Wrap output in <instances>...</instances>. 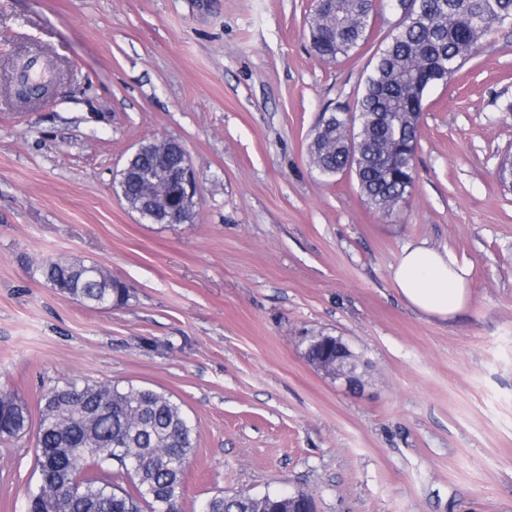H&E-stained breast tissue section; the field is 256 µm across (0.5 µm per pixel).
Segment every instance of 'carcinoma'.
<instances>
[{"mask_svg":"<svg viewBox=\"0 0 512 512\" xmlns=\"http://www.w3.org/2000/svg\"><path fill=\"white\" fill-rule=\"evenodd\" d=\"M372 0H324L308 17L311 50L324 61L349 58L370 32ZM512 20V0H414L411 14L371 59L353 116L337 107L311 136L308 157L327 177L349 168L361 195L381 215L406 202L414 183L418 118L428 92L445 85L483 39ZM394 158L385 169L383 158ZM162 179L130 182L127 194ZM36 273L81 304L126 303L128 292L96 263L47 258ZM29 426L26 406L0 391V438ZM40 479L27 512H180L194 428L180 404L153 388L70 379L44 396L36 434ZM202 512H288L281 495L216 496Z\"/></svg>","mask_w":512,"mask_h":512,"instance_id":"cac0c4a2","label":"carcinoma"}]
</instances>
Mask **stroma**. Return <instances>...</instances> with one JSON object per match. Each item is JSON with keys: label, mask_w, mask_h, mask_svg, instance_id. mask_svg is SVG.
<instances>
[{"label": "stroma", "mask_w": 512, "mask_h": 512, "mask_svg": "<svg viewBox=\"0 0 512 512\" xmlns=\"http://www.w3.org/2000/svg\"><path fill=\"white\" fill-rule=\"evenodd\" d=\"M314 0H0V390L32 418L75 378L171 394L196 448L180 512L216 496L303 490L315 512H512V22L421 115L415 183L391 215L355 177L321 176L322 112L355 107L400 15L380 7L349 59L311 51ZM54 70L44 101L9 76ZM178 140L191 222L143 223L113 190L141 142ZM472 268L440 320L392 273L409 244ZM101 265L126 304L91 309L35 272ZM359 356L349 387L305 336ZM34 435L0 441V512H27Z\"/></svg>", "instance_id": "obj_1"}]
</instances>
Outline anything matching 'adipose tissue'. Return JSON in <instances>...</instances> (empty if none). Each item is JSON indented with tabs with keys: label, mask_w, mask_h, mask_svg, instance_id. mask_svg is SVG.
<instances>
[{
	"label": "adipose tissue",
	"mask_w": 512,
	"mask_h": 512,
	"mask_svg": "<svg viewBox=\"0 0 512 512\" xmlns=\"http://www.w3.org/2000/svg\"><path fill=\"white\" fill-rule=\"evenodd\" d=\"M470 275L452 251L420 244L404 248L393 281L411 308L447 320L467 304Z\"/></svg>",
	"instance_id": "1"
}]
</instances>
